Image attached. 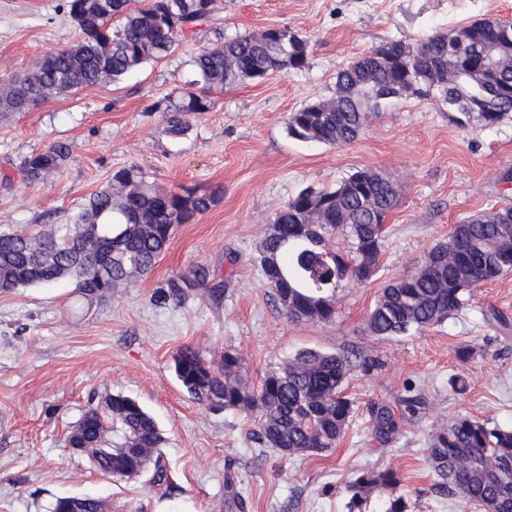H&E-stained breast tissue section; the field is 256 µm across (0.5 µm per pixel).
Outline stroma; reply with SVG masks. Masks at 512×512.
Listing matches in <instances>:
<instances>
[{"label": "stroma", "instance_id": "35a3bbf8", "mask_svg": "<svg viewBox=\"0 0 512 512\" xmlns=\"http://www.w3.org/2000/svg\"><path fill=\"white\" fill-rule=\"evenodd\" d=\"M65 0H0V78L29 72L78 32ZM216 22L168 56L121 81L90 86L0 123V225L50 229L68 223L112 173L136 167L164 188L214 195V204L176 225L146 277L112 298L86 303L71 281L0 293V512H51L64 496L103 500L109 512H347L357 469L391 467L412 512H473L435 491L430 434L466 414L512 425V272L480 285L444 324L403 336L368 335L365 320L391 280L416 272L454 224L512 203V114L488 125L435 99L404 94L370 115L363 133L338 145L289 136L292 112L336 94V73L390 41L417 43L490 17L512 20V0H217ZM285 27L309 40L307 67L270 73L212 92L211 111L185 136L164 130L169 99L196 84L194 58L214 42ZM71 155L48 181H24L19 161L56 142ZM371 168L390 177L399 202L390 214L378 274L340 281L336 318L293 322L256 263L263 235L304 187L332 189ZM205 270L225 282L220 301L166 297L170 279ZM192 346L219 363L243 358L258 383L302 348L362 351L379 368L354 371L346 388L355 413L336 450L285 457L259 444L253 415L198 403L177 381V352ZM460 378L464 392L450 381ZM137 400L156 420L170 486L148 476H104L67 437L106 396ZM419 400L385 444L370 436L371 405Z\"/></svg>", "mask_w": 512, "mask_h": 512}]
</instances>
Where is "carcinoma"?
<instances>
[{"instance_id": "1", "label": "carcinoma", "mask_w": 512, "mask_h": 512, "mask_svg": "<svg viewBox=\"0 0 512 512\" xmlns=\"http://www.w3.org/2000/svg\"><path fill=\"white\" fill-rule=\"evenodd\" d=\"M66 10L80 37L70 46L46 52L34 70L21 77L0 78V119L7 120L34 101L49 100L81 88L114 83L134 68L166 56L212 18L215 0H66ZM287 28H268L226 38L197 55L198 81L209 90L230 89L258 81L272 72L307 67L305 38L288 39ZM512 53V21L491 19L439 34L415 45L392 42L336 73L337 102L309 104L291 114L288 135L327 145L354 141L369 114L406 93L402 78L413 72L414 94L426 96L434 84L438 98L464 115L471 108L493 125L512 113V70L494 63ZM213 106L207 95L188 91L164 113L165 132L182 136L190 116ZM70 154L64 143L23 158L20 170L30 181L57 174ZM357 170L336 188L304 189L276 213L261 241L256 262L277 303L289 295L302 313L296 322L333 321L337 282H367L378 272L385 222L396 203L386 191L387 178L377 172L359 187ZM212 199L194 190L176 192L128 167L114 172L67 224L44 230L0 229V292L47 286L68 279L88 303L112 297V291L149 273L167 249L177 224H186L210 207ZM340 232L351 239L352 256L331 247ZM426 270L390 282L366 320L373 336H399L440 325L459 312L473 288L512 272V204L498 208L494 221L465 218L448 241L425 258ZM188 289L218 301L224 280L207 273L168 282L167 294L182 298ZM241 356L224 351L212 367L192 347L174 358V374L195 400L211 408L244 409L255 414L256 438L285 456L322 454L345 436L354 403L345 392L352 372L368 371L379 361L364 357L352 363L335 352L303 349L256 387L239 376ZM405 409L370 408L371 435L389 441L406 414L418 404L404 398ZM162 442L155 419L134 399L113 394L85 412L71 432L70 446H83L102 472L134 478L153 468L152 483L168 482L157 455ZM428 457L438 485L461 497L478 512H512V426L459 415L429 439ZM400 474L392 469L359 470L347 489L349 512H411L398 492Z\"/></svg>"}]
</instances>
